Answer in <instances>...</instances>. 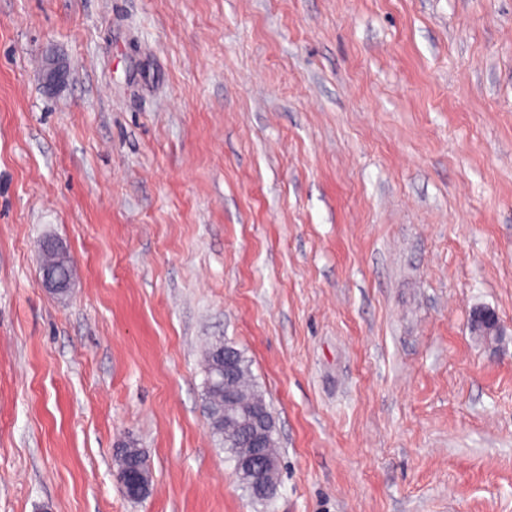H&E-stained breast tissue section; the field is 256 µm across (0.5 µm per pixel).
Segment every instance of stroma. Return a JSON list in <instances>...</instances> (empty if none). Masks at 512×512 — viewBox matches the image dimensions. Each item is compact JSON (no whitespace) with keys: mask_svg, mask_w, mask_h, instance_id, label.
Masks as SVG:
<instances>
[{"mask_svg":"<svg viewBox=\"0 0 512 512\" xmlns=\"http://www.w3.org/2000/svg\"><path fill=\"white\" fill-rule=\"evenodd\" d=\"M0 512H512V0H0ZM472 329L478 335H499L500 324L497 315L490 309H480L474 312L471 319ZM224 347L231 351L237 359V372L235 376L228 381H224V385L226 387H232L239 397L238 406L229 409V415L234 417L240 414L243 409L253 405H263L273 417L269 405L266 404L263 393L258 389V386L252 379L249 361L241 351L221 340L211 342L205 353V400H207V406L216 413L217 417L222 411L224 414V385L219 386V372L215 368L220 349L224 351ZM211 379H213V381ZM210 430L213 437H215L224 448V452L227 453L234 462L236 471L237 456L242 448H246L243 436L231 422L223 424V426L210 427ZM265 453V464H264V476L269 487V491L264 498H256L252 495L250 487L242 482L239 478L240 483L252 497V499L258 503H266L271 501L277 494L280 478H279V466H278V453H277V442L272 436V442L270 447L264 448ZM267 485L261 475L255 480L253 485L254 493L257 495H263L266 493ZM142 458V448H138L136 442H128L118 448L116 452L117 479L128 470L135 469Z\"/></svg>","mask_w":512,"mask_h":512,"instance_id":"35a3bbf8","label":"stroma"}]
</instances>
